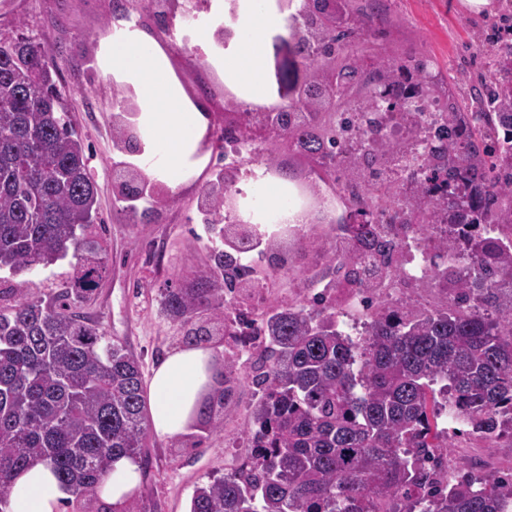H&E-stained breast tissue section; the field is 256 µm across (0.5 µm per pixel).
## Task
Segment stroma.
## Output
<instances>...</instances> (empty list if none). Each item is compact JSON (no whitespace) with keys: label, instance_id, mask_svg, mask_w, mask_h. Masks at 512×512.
Returning a JSON list of instances; mask_svg holds the SVG:
<instances>
[{"label":"stroma","instance_id":"stroma-1","mask_svg":"<svg viewBox=\"0 0 512 512\" xmlns=\"http://www.w3.org/2000/svg\"><path fill=\"white\" fill-rule=\"evenodd\" d=\"M117 0H0V36L15 35L25 24L49 48L60 51L61 78L78 93L69 101L72 122L83 137L92 159L90 168L100 190V217L109 272L83 305L105 336L125 345L140 357L144 374L157 362L184 345L185 330L164 316L161 293L170 282L191 280L211 265V254L223 242L203 223L200 201L206 185L224 165L221 150H211L209 163L190 185L165 189L164 202L155 215L131 223L115 196L117 182L132 179L136 171L124 167L115 138L113 117L122 89L96 66V53L116 33ZM389 22L381 40L393 55H430L437 71L450 64L469 45L471 25L477 16L461 0H388ZM164 47L172 66L192 99L204 100L207 111L224 110V82L199 53L188 52L176 41ZM269 89L275 101L285 99L292 81L302 77L288 35L269 40L266 58ZM72 268L68 261L36 267L13 275L0 272V286L20 294L49 296L64 288ZM308 279L296 288L284 280L266 285L250 297H238L249 311L287 303L310 294ZM253 402V387L240 381L224 404V427L213 430L196 424L179 440L148 435L144 453L148 460L138 492L140 512H188L197 484L234 471L248 459L243 430ZM459 459L484 462L492 470L512 467V441L489 447L478 437L453 441Z\"/></svg>","mask_w":512,"mask_h":512}]
</instances>
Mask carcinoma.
<instances>
[{
  "label": "carcinoma",
  "mask_w": 512,
  "mask_h": 512,
  "mask_svg": "<svg viewBox=\"0 0 512 512\" xmlns=\"http://www.w3.org/2000/svg\"><path fill=\"white\" fill-rule=\"evenodd\" d=\"M301 6L308 85L280 116H257L262 159L292 177L274 154L272 140L283 139L288 154L321 167L323 182L358 192L328 229L314 275L329 291L246 323L257 339L246 372L256 397L251 456L196 486L189 512H512V473L450 458V433L463 427L512 438V14L485 24L474 46L481 61L461 70L471 88L463 98L423 56L365 55L383 24L380 0ZM72 94L36 35L0 37V270L75 259L51 298L3 305L0 291V512L16 474L38 462L75 500L93 497L111 459L140 458L148 434L141 361L81 307L106 266L95 239L100 189L64 118ZM414 99L436 108L418 172L403 164L404 145L366 117ZM412 234L462 254L431 268L432 285L453 293L446 309L381 293L400 275ZM273 243L229 235L209 271L164 289L162 309L189 343L207 341L193 321L219 318L224 291L256 288L237 254L293 265L268 254ZM353 288L368 295L355 333L331 296ZM230 394L226 386L207 398L200 421L223 428L212 414Z\"/></svg>",
  "instance_id": "obj_1"
}]
</instances>
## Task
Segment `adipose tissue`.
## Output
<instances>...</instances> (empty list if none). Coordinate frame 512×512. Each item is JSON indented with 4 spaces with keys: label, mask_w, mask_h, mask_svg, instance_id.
<instances>
[{
    "label": "adipose tissue",
    "mask_w": 512,
    "mask_h": 512,
    "mask_svg": "<svg viewBox=\"0 0 512 512\" xmlns=\"http://www.w3.org/2000/svg\"><path fill=\"white\" fill-rule=\"evenodd\" d=\"M240 2L233 48H213L215 25L224 19V0H212L216 22L195 29L190 44L206 50L208 63L222 73L226 84L240 90L241 101L263 104L268 97V37L272 32L287 30L288 22L274 10L271 0ZM97 66L118 84L133 89L140 102L134 124L142 150L128 155V162L149 179L170 188L196 179L208 162L199 147L209 120L186 94L158 41L144 30L123 26L118 38L102 45ZM253 191L280 216L290 217L295 224L306 223L304 211L288 208L286 180L266 177L254 182ZM215 383L213 348L188 345L168 354L153 369L147 385V417L152 433L162 439L189 434ZM140 483L138 463L130 457H119L112 459L98 489L109 504L119 508L135 497ZM71 497V488L53 468L37 463L16 476L7 512H59L60 505Z\"/></svg>",
    "instance_id": "adipose-tissue-1"
}]
</instances>
